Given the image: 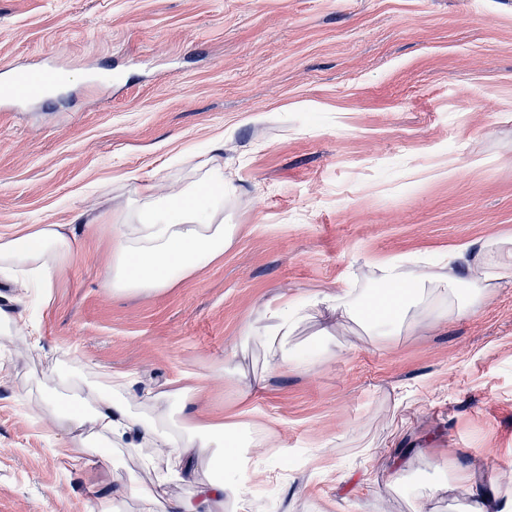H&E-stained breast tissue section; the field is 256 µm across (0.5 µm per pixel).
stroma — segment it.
I'll list each match as a JSON object with an SVG mask.
<instances>
[{
    "label": "stroma",
    "mask_w": 512,
    "mask_h": 512,
    "mask_svg": "<svg viewBox=\"0 0 512 512\" xmlns=\"http://www.w3.org/2000/svg\"><path fill=\"white\" fill-rule=\"evenodd\" d=\"M47 53L45 97L0 101V233L96 221L37 334L0 345V512H93L123 487L134 461L70 459L40 418L43 389L114 371L206 375L175 424L247 407L256 444L285 448L227 512H463V468L512 474V286L306 369L242 334L280 299L368 292L387 258L512 238V0H0V71ZM218 165L223 258L161 295L108 290L137 187Z\"/></svg>",
    "instance_id": "obj_1"
}]
</instances>
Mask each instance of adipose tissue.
I'll list each match as a JSON object with an SVG mask.
<instances>
[{
	"instance_id": "ef3b65f1",
	"label": "adipose tissue",
	"mask_w": 512,
	"mask_h": 512,
	"mask_svg": "<svg viewBox=\"0 0 512 512\" xmlns=\"http://www.w3.org/2000/svg\"><path fill=\"white\" fill-rule=\"evenodd\" d=\"M122 221L112 227V251L105 283L113 292H166L224 256L237 227L224 221V170L207 169L202 177L175 192L161 194L152 186L141 187L134 204L123 210ZM86 214L70 224H33L12 234H0V285L32 292L51 301L57 275L75 258L80 236L90 226ZM379 280L387 292L364 305L355 289L318 291L302 300H286L267 309L261 343L278 355L279 363L295 362L289 345L311 309L323 306L336 315L322 331L326 341L361 326L365 335H400L416 312L428 310L438 321L475 311L502 285H512V244L487 240L468 241L438 267L420 272L393 258L379 264ZM203 378L186 374L171 391L136 390L129 373H116L112 382L92 387L75 408L57 410L55 426L65 434V447L111 448L137 458L140 470L126 486L102 500L97 512H121L126 497L137 496L141 512H156L158 487L169 480L196 484L194 496L169 501L166 512H223L224 503L247 492V480L259 475L257 460L247 455L245 424L206 416L196 417L178 429H168L175 407L197 403ZM172 449L178 470L159 471L148 448ZM226 458L240 479L221 478L197 483V470L205 449ZM150 476L155 489L142 492V476Z\"/></svg>"
}]
</instances>
